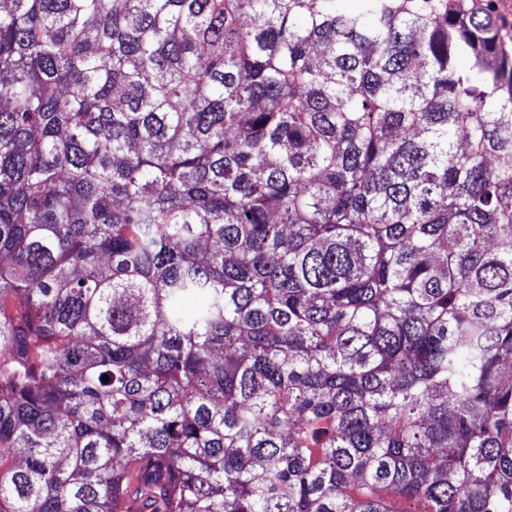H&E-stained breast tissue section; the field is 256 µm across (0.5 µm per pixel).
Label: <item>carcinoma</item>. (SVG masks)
Returning a JSON list of instances; mask_svg holds the SVG:
<instances>
[{
  "label": "carcinoma",
  "instance_id": "carcinoma-1",
  "mask_svg": "<svg viewBox=\"0 0 512 512\" xmlns=\"http://www.w3.org/2000/svg\"><path fill=\"white\" fill-rule=\"evenodd\" d=\"M129 499L512 512L494 16L0 0V512Z\"/></svg>",
  "mask_w": 512,
  "mask_h": 512
}]
</instances>
